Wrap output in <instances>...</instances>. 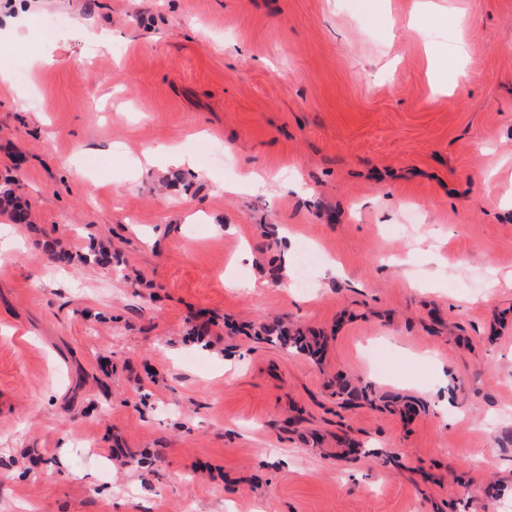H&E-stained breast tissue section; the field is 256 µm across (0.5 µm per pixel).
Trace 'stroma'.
<instances>
[{
    "label": "stroma",
    "mask_w": 512,
    "mask_h": 512,
    "mask_svg": "<svg viewBox=\"0 0 512 512\" xmlns=\"http://www.w3.org/2000/svg\"><path fill=\"white\" fill-rule=\"evenodd\" d=\"M0 36V512H512V0H0ZM7 185L2 190L0 189V208L2 205L5 210L10 212L11 219L15 224L27 225V209L15 198L13 190Z\"/></svg>",
    "instance_id": "35a3bbf8"
}]
</instances>
